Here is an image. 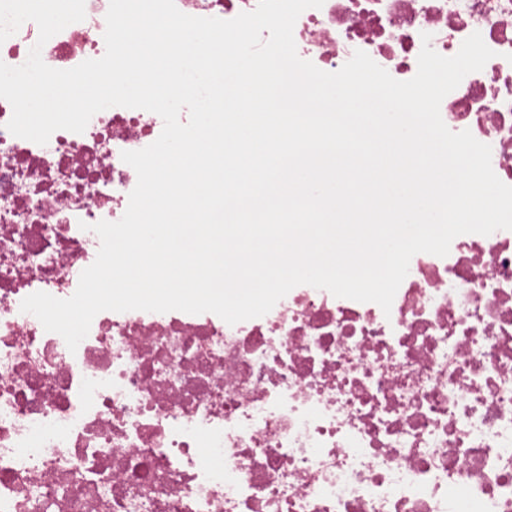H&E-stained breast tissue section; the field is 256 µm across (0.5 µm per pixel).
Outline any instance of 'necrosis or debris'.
<instances>
[{
	"label": "necrosis or debris",
	"mask_w": 512,
	"mask_h": 512,
	"mask_svg": "<svg viewBox=\"0 0 512 512\" xmlns=\"http://www.w3.org/2000/svg\"><path fill=\"white\" fill-rule=\"evenodd\" d=\"M224 20L258 0H175ZM109 0L42 45L50 67L101 58ZM494 58L441 102L512 185V0H324L301 13V59L366 52L413 78L423 34ZM0 98V512H512V230L419 253L390 312L309 285L266 315L98 313L76 350L22 312L71 297L137 183L121 158L162 118L96 113L39 145Z\"/></svg>",
	"instance_id": "obj_1"
}]
</instances>
